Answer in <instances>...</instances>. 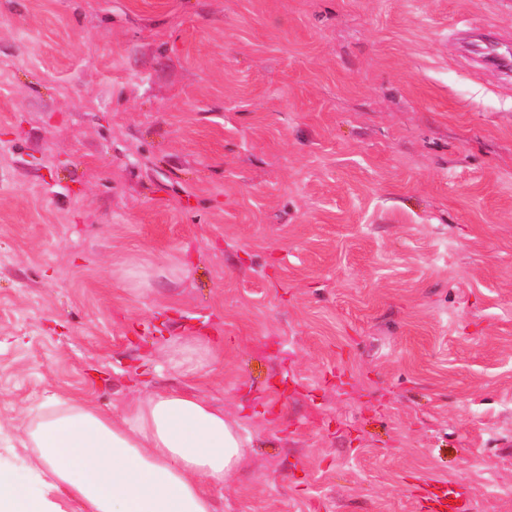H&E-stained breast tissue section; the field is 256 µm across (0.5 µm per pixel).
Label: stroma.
<instances>
[{
    "label": "stroma",
    "mask_w": 512,
    "mask_h": 512,
    "mask_svg": "<svg viewBox=\"0 0 512 512\" xmlns=\"http://www.w3.org/2000/svg\"><path fill=\"white\" fill-rule=\"evenodd\" d=\"M512 0H0V466L202 391L217 512H512ZM214 350L193 375L167 359ZM468 50L481 63L502 74L512 73V43L493 33H470ZM213 348L214 347L211 346V342L201 337H196L192 339V341L187 342L181 346L180 352L184 356L182 361L177 362V364H183L186 366V370L188 372H193L199 367L198 362L194 359V355L209 353L213 350ZM436 512H468L470 510L469 498L453 486L443 490L435 496Z\"/></svg>",
    "instance_id": "1"
}]
</instances>
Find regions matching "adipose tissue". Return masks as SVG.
<instances>
[{
  "mask_svg": "<svg viewBox=\"0 0 512 512\" xmlns=\"http://www.w3.org/2000/svg\"><path fill=\"white\" fill-rule=\"evenodd\" d=\"M19 443L33 449L48 491L81 512H214L211 494L238 472L250 438L206 396L165 388L116 412L81 396L49 397L28 412ZM0 512L63 509L0 467Z\"/></svg>",
  "mask_w": 512,
  "mask_h": 512,
  "instance_id": "adipose-tissue-1",
  "label": "adipose tissue"
}]
</instances>
